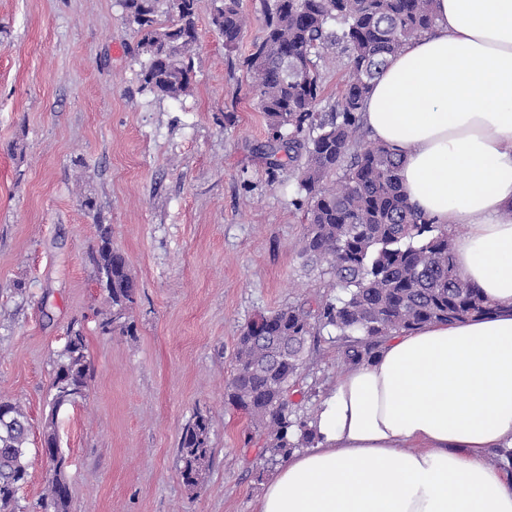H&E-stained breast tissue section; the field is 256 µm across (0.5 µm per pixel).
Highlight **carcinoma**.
<instances>
[{
  "label": "carcinoma",
  "instance_id": "obj_1",
  "mask_svg": "<svg viewBox=\"0 0 512 512\" xmlns=\"http://www.w3.org/2000/svg\"><path fill=\"white\" fill-rule=\"evenodd\" d=\"M126 23L147 61L142 88L178 99L190 90L191 51L197 40V0H119ZM166 3V20L160 4ZM211 24L232 50L247 18L241 0H218ZM264 34L243 66L254 78L258 108L268 127L264 155L269 174L296 167L297 205L303 212L302 254L323 265L342 294L314 295L249 321L238 337L227 403L243 411L252 430L245 441L264 439L258 457L286 459L296 448L318 443L314 418L298 413L294 388L313 364L310 341L335 334L337 359L348 369L373 361L382 341L431 322L495 314L480 290L464 281L453 253L455 230L435 224L404 194L401 158L367 139L362 112L371 83L403 46L433 29L434 0H263ZM346 54L348 79L336 104L319 110L320 62L329 46ZM332 185H327V181ZM110 227L100 225L92 251L96 275L112 308L107 324L122 322L136 284L126 257L106 244ZM60 354L52 400L85 396L91 380L86 338L72 327ZM0 423V512H14L15 488L28 474V419L23 407ZM211 418L197 414L183 428L178 454L187 485L198 484L209 462ZM65 467L55 465L44 491L45 512H69Z\"/></svg>",
  "mask_w": 512,
  "mask_h": 512
}]
</instances>
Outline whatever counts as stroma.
<instances>
[{
  "mask_svg": "<svg viewBox=\"0 0 512 512\" xmlns=\"http://www.w3.org/2000/svg\"><path fill=\"white\" fill-rule=\"evenodd\" d=\"M212 9L198 0L192 89L175 101L142 89L118 0H0V396L23 406L30 437L16 512H43L40 440L74 324L92 379L56 418L70 512H258L276 470L224 402L237 340L258 314L333 288L301 254L293 175L260 155L266 121L243 65L263 35L260 0H243L231 52ZM102 223L137 284L129 333L104 326L90 260ZM313 359L305 415L342 373L328 337ZM198 413L211 457L191 487L178 443Z\"/></svg>",
  "mask_w": 512,
  "mask_h": 512,
  "instance_id": "35a3bbf8",
  "label": "stroma"
}]
</instances>
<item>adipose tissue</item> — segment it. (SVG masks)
<instances>
[{
	"instance_id": "obj_1",
	"label": "adipose tissue",
	"mask_w": 512,
	"mask_h": 512,
	"mask_svg": "<svg viewBox=\"0 0 512 512\" xmlns=\"http://www.w3.org/2000/svg\"><path fill=\"white\" fill-rule=\"evenodd\" d=\"M437 24L370 87L364 120L398 153L408 201L454 242L497 314L387 337L336 381L316 447L290 454L258 512H512V0H436Z\"/></svg>"
}]
</instances>
